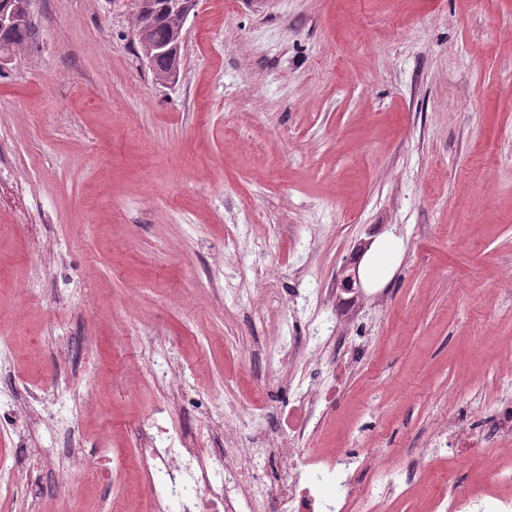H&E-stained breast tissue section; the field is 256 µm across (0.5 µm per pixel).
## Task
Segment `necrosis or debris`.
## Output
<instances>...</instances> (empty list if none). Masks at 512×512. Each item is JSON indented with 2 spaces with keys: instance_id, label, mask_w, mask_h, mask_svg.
Segmentation results:
<instances>
[{
  "instance_id": "necrosis-or-debris-1",
  "label": "necrosis or debris",
  "mask_w": 512,
  "mask_h": 512,
  "mask_svg": "<svg viewBox=\"0 0 512 512\" xmlns=\"http://www.w3.org/2000/svg\"><path fill=\"white\" fill-rule=\"evenodd\" d=\"M288 366L308 352L351 367L359 348L348 336H316L311 346L280 337ZM503 382L494 400L459 393L462 410L453 413L422 447L398 450L369 446L329 451L316 446L334 397V381L323 372L296 386L287 403H276L278 428L242 439L239 446L206 451L204 445L146 448L137 459L149 512H232L242 498L248 512H387L388 504L425 480L433 461L449 443L474 449L470 465L491 487L479 497L456 480L434 501L432 512H512V342L501 350ZM367 475L360 483L359 475Z\"/></svg>"
}]
</instances>
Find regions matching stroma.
Returning <instances> with one entry per match:
<instances>
[{"mask_svg": "<svg viewBox=\"0 0 512 512\" xmlns=\"http://www.w3.org/2000/svg\"><path fill=\"white\" fill-rule=\"evenodd\" d=\"M136 0H36L0 66V454L47 462L59 512H126L139 448L224 445L288 397L272 327L360 245L398 255L349 333L321 447L414 448L441 398L491 394L512 336V0H200L155 81ZM471 449L432 466L472 483ZM126 471L113 473V460Z\"/></svg>", "mask_w": 512, "mask_h": 512, "instance_id": "35a3bbf8", "label": "stroma"}]
</instances>
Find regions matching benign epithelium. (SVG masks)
Segmentation results:
<instances>
[{"label": "benign epithelium", "instance_id": "7a95c632", "mask_svg": "<svg viewBox=\"0 0 512 512\" xmlns=\"http://www.w3.org/2000/svg\"><path fill=\"white\" fill-rule=\"evenodd\" d=\"M33 0H18L10 11L0 12V31L11 28L16 22L17 15L27 17L32 14ZM199 0H172L169 4V37L164 44L156 43L151 35L150 28L142 26L136 29V38L147 65L153 68L155 81L170 84L178 79L179 67L158 71L154 69V60L157 56L170 53L174 59L180 58V51L184 43V26L190 15L196 13Z\"/></svg>", "mask_w": 512, "mask_h": 512}]
</instances>
